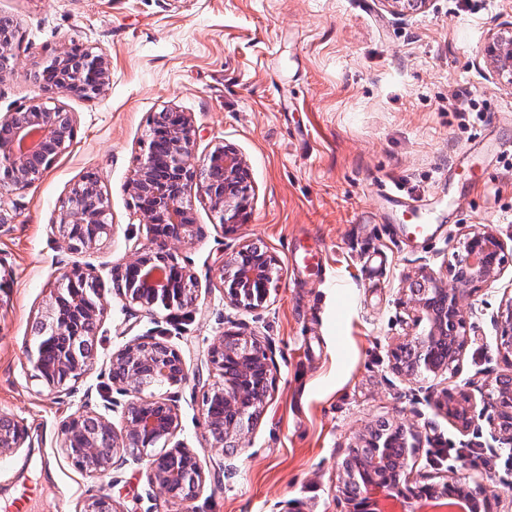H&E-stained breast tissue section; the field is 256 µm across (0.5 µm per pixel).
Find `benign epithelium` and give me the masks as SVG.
Listing matches in <instances>:
<instances>
[{
    "mask_svg": "<svg viewBox=\"0 0 512 512\" xmlns=\"http://www.w3.org/2000/svg\"><path fill=\"white\" fill-rule=\"evenodd\" d=\"M17 25L0 18V81L16 68ZM497 59L498 79L512 84V30L495 37L487 47ZM46 98H33L0 115V212L4 199L40 181L73 145L77 119L61 99H96L112 82V63L106 53L72 43L34 73ZM151 139L137 158L128 183L134 206L149 230V243L130 249L116 288L128 305L149 313L157 304L195 308L197 294L191 271L178 263L173 250L200 229L188 200L201 193L212 212L230 231L246 220L251 192L248 170L239 151L222 144L205 159L204 172L194 162L197 129L187 112L164 109L150 120ZM110 205L96 173L85 175L57 209L55 223L67 249L94 251L110 235ZM507 244L484 227L465 234L452 254V274L439 276L428 267L405 281L401 295L408 310L411 334L392 352L394 367L410 382L431 374L455 373L468 343L464 310L482 284L500 279ZM281 260L253 242L235 252L221 268L224 297L245 308L263 304L278 279ZM35 333L53 336L43 351L30 354L34 377L52 393L78 382L95 363V336L105 315L97 279L73 265L56 288ZM501 349L512 357V301L501 320ZM210 363L223 381L202 394V412L210 431V448L228 454L250 443L256 414L269 393V359L261 342L238 331L225 330L210 352ZM112 384L129 396L121 430L92 410H78L60 425V448L81 471L103 479L119 464H146L149 483L174 501L196 499L206 476L198 455L189 448L169 446L179 429L171 400L144 394L157 383L178 385L190 379L180 353L153 337H138L112 353ZM439 404L446 414L468 427L476 405L450 389ZM494 428L512 443V374L496 380L483 401ZM26 428L15 416L0 413V454L23 447ZM419 448L414 429L403 422L382 419L362 434L339 466L344 512H382L380 497L400 503L453 501L466 496L471 512H491L490 497L480 484L446 482L413 485L405 474L409 458ZM81 512H122L106 487L85 500Z\"/></svg>",
    "mask_w": 512,
    "mask_h": 512,
    "instance_id": "obj_1",
    "label": "benign epithelium"
}]
</instances>
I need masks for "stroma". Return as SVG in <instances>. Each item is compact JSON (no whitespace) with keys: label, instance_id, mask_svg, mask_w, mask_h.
<instances>
[{"label":"stroma","instance_id":"obj_1","mask_svg":"<svg viewBox=\"0 0 512 512\" xmlns=\"http://www.w3.org/2000/svg\"><path fill=\"white\" fill-rule=\"evenodd\" d=\"M18 25V72L0 81V113L39 96L27 72L74 42L112 62L105 97L66 99L77 136L34 186L8 200L0 261V412L30 446L0 455V512H78L100 480L59 447L60 424L87 407L120 424L126 401L107 369L113 351L151 335L182 355L200 381L162 385L176 406L175 441L207 477L190 503L161 498L133 461L109 491L122 512H343L339 463L382 418L414 423L413 482L476 481L492 512H512V446L487 417L469 427L436 404L444 389L482 404L512 373L500 320L512 298V262L480 286L466 312L468 345L455 374L417 384L392 366L406 340L404 281L421 266L445 274L474 227L512 243V84L497 80L488 43L512 29V0H428L400 14L387 0H0ZM190 113L196 162L237 148L250 174L247 223L224 231L201 195L200 233L176 251L198 290L194 310L126 308L113 288L134 243L147 242L126 186L153 113ZM98 173L112 232L102 249L71 254L52 223L74 183ZM427 224V239L406 236ZM259 242L282 262L262 306L233 307L220 269ZM80 264L108 304L93 368L52 394L33 376V326L62 272ZM260 337L272 386L248 448L209 449L202 394L221 376L209 352L224 330ZM480 455L471 463L469 451Z\"/></svg>","mask_w":512,"mask_h":512}]
</instances>
